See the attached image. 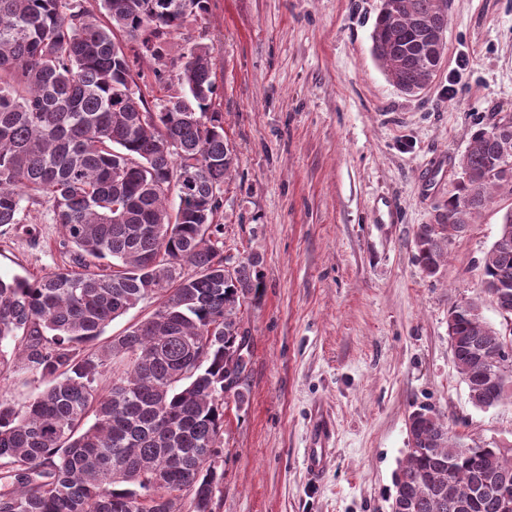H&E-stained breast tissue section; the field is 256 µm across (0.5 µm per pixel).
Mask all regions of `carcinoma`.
Here are the masks:
<instances>
[{"label": "carcinoma", "mask_w": 512, "mask_h": 512, "mask_svg": "<svg viewBox=\"0 0 512 512\" xmlns=\"http://www.w3.org/2000/svg\"><path fill=\"white\" fill-rule=\"evenodd\" d=\"M206 0H0V226L44 199L73 268L0 276V369L13 354L34 385L0 400V512H216L224 494V396L242 404L250 338L239 314L260 289L255 255L220 246L224 137L214 48L190 42L177 85L166 46ZM447 0H382L373 52L413 95L445 52ZM154 63L151 73L139 64ZM462 180L436 224L415 234V261L438 273L448 240L512 187L498 170L512 122L477 128ZM486 293L512 319V212L483 261ZM155 308L118 335L106 326ZM454 363L478 408L512 384V353L493 378L481 355L505 331L477 299L448 314ZM390 512H503L512 448L459 444L422 406ZM453 493H448V484Z\"/></svg>", "instance_id": "cac0c4a2"}]
</instances>
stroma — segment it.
Here are the masks:
<instances>
[{
  "mask_svg": "<svg viewBox=\"0 0 512 512\" xmlns=\"http://www.w3.org/2000/svg\"><path fill=\"white\" fill-rule=\"evenodd\" d=\"M381 0H208L172 41L216 51V111L237 165L224 184V251L258 255L262 288L242 309L243 404L224 411L217 512H390L409 414L426 405L456 437L512 445V398L469 399L448 313L484 293L483 260L512 211L497 190L448 242L436 275L414 259L460 181L471 134L512 113V0H451L442 66L402 93L372 50ZM46 206L0 227V274L68 268ZM334 432L320 478L306 460L318 418Z\"/></svg>",
  "mask_w": 512,
  "mask_h": 512,
  "instance_id": "35a3bbf8",
  "label": "stroma"
}]
</instances>
